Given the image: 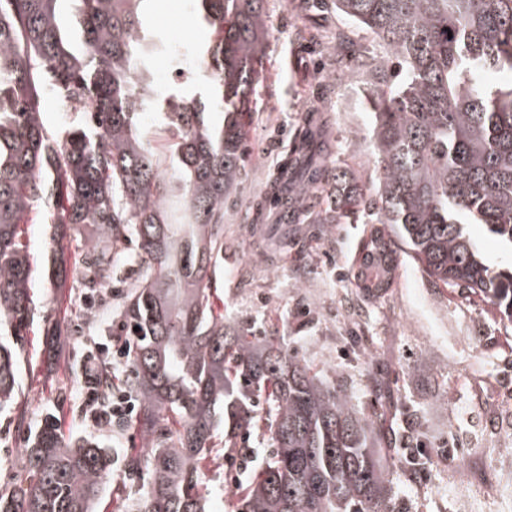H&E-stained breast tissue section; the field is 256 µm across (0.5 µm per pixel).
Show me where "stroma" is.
<instances>
[{"instance_id":"obj_1","label":"stroma","mask_w":512,"mask_h":512,"mask_svg":"<svg viewBox=\"0 0 512 512\" xmlns=\"http://www.w3.org/2000/svg\"><path fill=\"white\" fill-rule=\"evenodd\" d=\"M269 36L245 119L250 157L236 189L224 202V261L211 276V289L224 320L233 326H263L282 337L291 353L315 371L339 376L362 410L375 404L370 372L395 380L399 408L392 418L398 435L413 437L423 475L390 467L398 512H462L451 480L467 469L479 497L474 512H512V332L490 306L435 285L409 258H402L386 292L366 297L354 274L363 227L359 224H284L267 201L268 180L289 155L305 116L325 124L334 156L361 186H368L375 161L370 149L372 116L362 104L366 81L357 70L337 72L325 51L352 28L333 0H267ZM145 27L153 35L152 78L159 92L184 84L201 92L193 45L206 30L194 0H149ZM180 57L185 78L175 73ZM25 236L36 267L35 322L19 337V393L13 409L0 412V490L12 487L23 470L21 450L45 416L61 422L64 435L111 450L114 464L108 512H140L146 478L128 482L124 461L143 449L138 432L118 420L103 428L85 417V366L96 350L111 353L125 344L109 309L85 303L70 288L49 280L46 245L50 225L30 215ZM62 335H47L52 323ZM372 336L365 357L351 342ZM26 423L17 426L16 413ZM252 460L247 472L231 476L226 457L206 462L200 472L207 512H239L235 482H247L268 454L256 433L242 436Z\"/></svg>"}]
</instances>
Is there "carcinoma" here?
<instances>
[{
	"label": "carcinoma",
	"instance_id": "1",
	"mask_svg": "<svg viewBox=\"0 0 512 512\" xmlns=\"http://www.w3.org/2000/svg\"><path fill=\"white\" fill-rule=\"evenodd\" d=\"M60 2L0 0V410L18 393L10 337L34 317L21 223L37 211L53 225L47 274L61 280L72 266L87 299L136 243L141 282L118 309L119 331L136 346L119 385L142 403L132 424L149 451L126 458L129 475H149L142 512H206L198 466L220 428L229 454L249 431L273 448L241 490L243 512H396L382 453L410 474L421 462L400 450L385 412L365 415L280 337L248 341L214 309L210 271L224 260V200L245 165L240 116L268 37L264 0H197L212 34L196 47L198 98L160 93L150 80V0H76L79 50ZM336 10L370 38L349 57L342 37L328 46L336 71L368 77L369 194L330 164L332 143L308 120L270 193L282 195L291 222L310 199L319 224L372 213L376 228L354 274L364 294L388 287L394 236L429 278L480 297L512 324V271L491 267L466 231L482 224L512 249V82H483L489 71L512 72V0H336ZM49 96L79 103V126L49 131ZM148 110L176 137L167 155L138 125ZM325 186L332 195L321 200ZM79 224L94 225L98 238L71 262L59 244ZM113 388L105 367L102 400ZM112 465L110 449L64 441L48 416L24 448L23 475L0 491V512H94Z\"/></svg>",
	"mask_w": 512,
	"mask_h": 512
}]
</instances>
